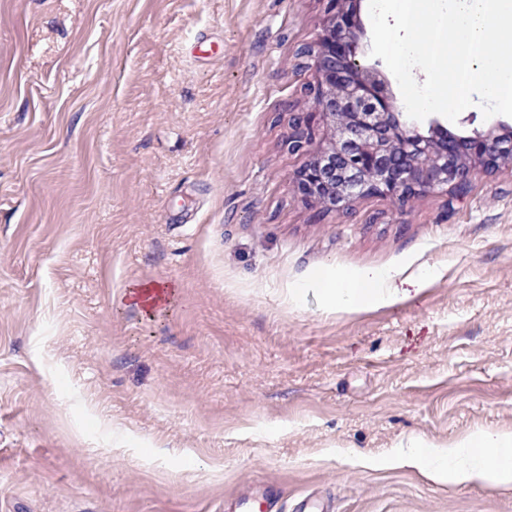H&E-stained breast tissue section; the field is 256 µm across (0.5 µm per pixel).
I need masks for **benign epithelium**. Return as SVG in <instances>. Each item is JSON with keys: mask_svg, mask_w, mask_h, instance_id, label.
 Returning <instances> with one entry per match:
<instances>
[{"mask_svg": "<svg viewBox=\"0 0 512 512\" xmlns=\"http://www.w3.org/2000/svg\"><path fill=\"white\" fill-rule=\"evenodd\" d=\"M360 2L328 0V22L302 52L316 85L312 111L295 113L288 134L289 152L310 155L295 175L298 191L338 212L367 195L401 206L433 192L453 201L468 192L476 168L511 167V123L458 135L437 119L425 132L404 119L381 62L368 59ZM319 135L325 146L312 153Z\"/></svg>", "mask_w": 512, "mask_h": 512, "instance_id": "7a95c632", "label": "benign epithelium"}]
</instances>
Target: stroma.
<instances>
[{
    "label": "stroma",
    "instance_id": "obj_1",
    "mask_svg": "<svg viewBox=\"0 0 512 512\" xmlns=\"http://www.w3.org/2000/svg\"><path fill=\"white\" fill-rule=\"evenodd\" d=\"M326 20L0 0V512H225L259 485L276 512H512L351 461L512 429V168L453 203L305 201L286 141ZM365 267L432 281L360 312L300 289Z\"/></svg>",
    "mask_w": 512,
    "mask_h": 512
}]
</instances>
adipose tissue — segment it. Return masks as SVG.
I'll use <instances>...</instances> for the list:
<instances>
[{
  "label": "adipose tissue",
  "instance_id": "1",
  "mask_svg": "<svg viewBox=\"0 0 512 512\" xmlns=\"http://www.w3.org/2000/svg\"><path fill=\"white\" fill-rule=\"evenodd\" d=\"M400 275L397 269L369 267L349 274L315 276L308 285L333 307L349 312L404 301L407 292L397 285ZM381 465L410 467L437 482L512 488V431H471L446 446L410 439L397 445Z\"/></svg>",
  "mask_w": 512,
  "mask_h": 512
}]
</instances>
